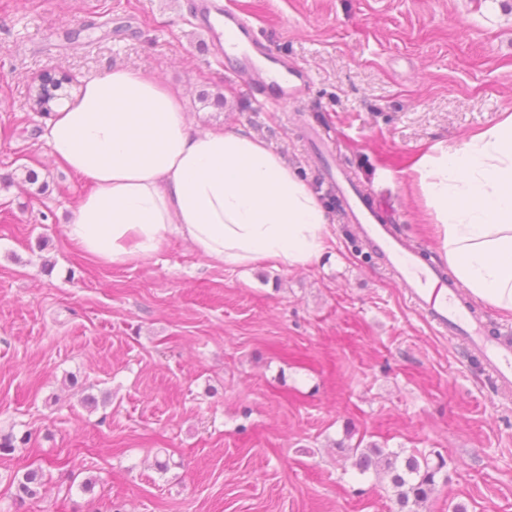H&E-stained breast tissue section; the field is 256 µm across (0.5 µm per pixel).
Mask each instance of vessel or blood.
Here are the masks:
<instances>
[{
  "label": "vessel or blood",
  "mask_w": 512,
  "mask_h": 512,
  "mask_svg": "<svg viewBox=\"0 0 512 512\" xmlns=\"http://www.w3.org/2000/svg\"><path fill=\"white\" fill-rule=\"evenodd\" d=\"M191 11L214 51L232 55L239 71L248 76L247 86L254 97L285 103L299 99L310 86L308 70L263 42L246 15L220 0H193ZM347 216L368 250L407 284L415 310L440 334L461 337L500 384L511 386L512 344L492 335L487 324L470 311L446 270L424 263L419 252L384 223L367 195L356 191L349 196Z\"/></svg>",
  "instance_id": "obj_1"
}]
</instances>
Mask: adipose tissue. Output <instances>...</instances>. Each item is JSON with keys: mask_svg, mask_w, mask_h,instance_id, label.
I'll list each match as a JSON object with an SVG mask.
<instances>
[{"mask_svg": "<svg viewBox=\"0 0 512 512\" xmlns=\"http://www.w3.org/2000/svg\"><path fill=\"white\" fill-rule=\"evenodd\" d=\"M190 125L182 91L157 76L115 67L85 80L44 133L53 158L92 185L67 237L106 265L151 258L174 236L227 267L292 270L328 251L327 211L280 154L252 133ZM413 172L457 283L512 313V112L433 146Z\"/></svg>", "mask_w": 512, "mask_h": 512, "instance_id": "ef3b65f1", "label": "adipose tissue"}]
</instances>
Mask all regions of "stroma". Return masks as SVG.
<instances>
[{"label": "stroma", "instance_id": "obj_1", "mask_svg": "<svg viewBox=\"0 0 512 512\" xmlns=\"http://www.w3.org/2000/svg\"><path fill=\"white\" fill-rule=\"evenodd\" d=\"M230 2L311 70L303 100L253 99L185 0H0V436L27 438L0 456V512H398L348 460L360 440L445 458L420 512H512V390L414 309L319 177L346 171L438 262L412 166L512 110V0ZM115 66L282 154L330 211L328 253L235 269L174 239L116 267L70 242L92 185L53 161L29 98L45 71ZM33 469L46 484L18 500Z\"/></svg>", "mask_w": 512, "mask_h": 512}]
</instances>
